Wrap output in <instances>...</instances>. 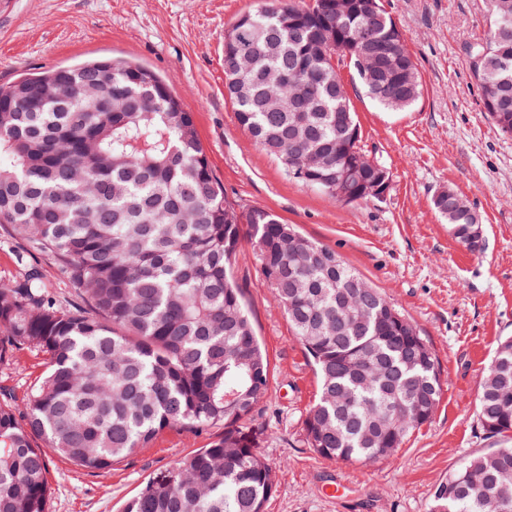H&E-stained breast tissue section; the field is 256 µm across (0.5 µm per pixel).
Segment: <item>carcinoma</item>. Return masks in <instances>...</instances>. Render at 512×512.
Listing matches in <instances>:
<instances>
[{
  "label": "carcinoma",
  "instance_id": "cac0c4a2",
  "mask_svg": "<svg viewBox=\"0 0 512 512\" xmlns=\"http://www.w3.org/2000/svg\"><path fill=\"white\" fill-rule=\"evenodd\" d=\"M312 0H265L227 34L224 93L239 126L279 159L323 164L297 181L336 197L341 125L333 56L366 54L390 65L374 86L400 112L422 81L403 33L376 12ZM512 0H489V30L474 43L479 88L500 131L512 135ZM286 72L289 82H277ZM433 208L473 253V208L435 194ZM0 224L45 254L82 305H64L38 269L0 282V365L36 351L46 370L16 405L0 392V512H49L48 456L106 470L147 448L166 429L221 427L206 447L141 483L122 512H263L275 475L260 456L265 429L247 426L270 392L267 356L229 266L243 247L257 253L302 341L320 388L305 420L320 456L342 462L386 457L429 421L442 395L437 360L410 321L332 248L303 236L271 210H239L211 172L193 114L169 81L132 62L96 59L0 87ZM235 393L234 405L225 395ZM481 427L503 443L474 456L437 487L430 512H483L505 496L512 512V337L500 341L476 405ZM44 445L37 447L33 438Z\"/></svg>",
  "mask_w": 512,
  "mask_h": 512
}]
</instances>
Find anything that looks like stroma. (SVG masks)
<instances>
[{
  "instance_id": "1",
  "label": "stroma",
  "mask_w": 512,
  "mask_h": 512,
  "mask_svg": "<svg viewBox=\"0 0 512 512\" xmlns=\"http://www.w3.org/2000/svg\"><path fill=\"white\" fill-rule=\"evenodd\" d=\"M260 0H11L0 8V85L102 56L134 60L170 79L192 112L214 178L227 201L262 206L333 248L417 328L436 355L443 391L432 419L392 456L342 463L309 448L307 413L318 377L260 271L252 248L231 265L270 362L271 390L254 414L265 429L260 454L276 474L265 512H429L436 488L465 459L498 448L476 414L484 373L512 336V136L488 112L469 47L489 27L488 0H382L402 30L422 78L410 108L390 112L363 92L348 59L336 62L360 128L359 146L391 176L386 198L340 204L290 177L240 128L224 94V35ZM452 187L478 213L483 253L448 232L434 194ZM18 242L0 229V281L29 266L75 301L50 259L18 263ZM44 370L29 350L0 366V386L24 400ZM212 433L168 429L111 469L48 459L50 512H121L153 473L205 447Z\"/></svg>"
}]
</instances>
